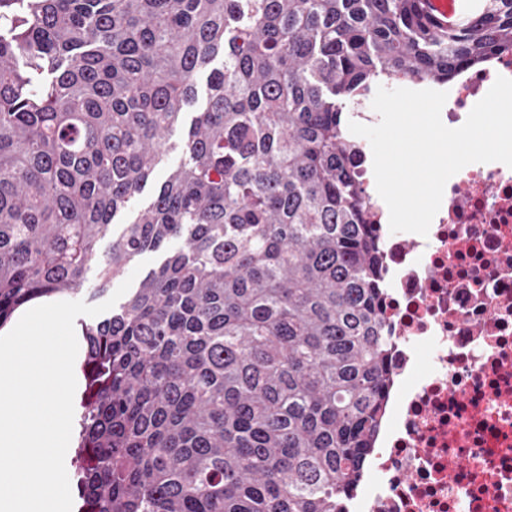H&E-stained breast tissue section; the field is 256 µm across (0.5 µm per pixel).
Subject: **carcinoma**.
Listing matches in <instances>:
<instances>
[{
  "mask_svg": "<svg viewBox=\"0 0 512 512\" xmlns=\"http://www.w3.org/2000/svg\"><path fill=\"white\" fill-rule=\"evenodd\" d=\"M505 55L512 0H0V326L180 243L82 326L78 512H346L392 381L348 113Z\"/></svg>",
  "mask_w": 512,
  "mask_h": 512,
  "instance_id": "1",
  "label": "carcinoma"
}]
</instances>
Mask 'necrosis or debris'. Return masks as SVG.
Segmentation results:
<instances>
[{"label": "necrosis or debris", "mask_w": 512, "mask_h": 512, "mask_svg": "<svg viewBox=\"0 0 512 512\" xmlns=\"http://www.w3.org/2000/svg\"><path fill=\"white\" fill-rule=\"evenodd\" d=\"M512 57L466 73L441 112L461 126ZM360 180L383 243L394 374L369 480L349 512H512V168L471 163L427 235L391 232L374 174Z\"/></svg>", "instance_id": "1"}]
</instances>
